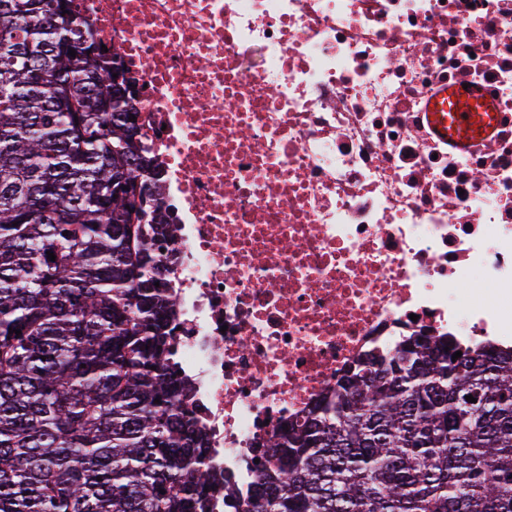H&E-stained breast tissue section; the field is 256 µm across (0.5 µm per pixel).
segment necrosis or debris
Segmentation results:
<instances>
[{
    "mask_svg": "<svg viewBox=\"0 0 512 512\" xmlns=\"http://www.w3.org/2000/svg\"><path fill=\"white\" fill-rule=\"evenodd\" d=\"M160 164L172 361L212 512L267 440L410 336L512 349V0H76ZM468 86L492 135L425 122Z\"/></svg>",
    "mask_w": 512,
    "mask_h": 512,
    "instance_id": "obj_1",
    "label": "necrosis or debris"
}]
</instances>
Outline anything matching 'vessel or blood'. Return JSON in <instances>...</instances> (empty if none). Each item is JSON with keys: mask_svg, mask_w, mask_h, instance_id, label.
<instances>
[{"mask_svg": "<svg viewBox=\"0 0 512 512\" xmlns=\"http://www.w3.org/2000/svg\"><path fill=\"white\" fill-rule=\"evenodd\" d=\"M433 104L436 133L441 137L480 138L491 130V114L487 104L468 90L437 89Z\"/></svg>", "mask_w": 512, "mask_h": 512, "instance_id": "vessel-or-blood-1", "label": "vessel or blood"}]
</instances>
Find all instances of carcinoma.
I'll return each instance as SVG.
<instances>
[{
    "mask_svg": "<svg viewBox=\"0 0 512 512\" xmlns=\"http://www.w3.org/2000/svg\"><path fill=\"white\" fill-rule=\"evenodd\" d=\"M72 4L0 0V512H210L157 172ZM269 447L240 512H512V351L412 336Z\"/></svg>",
    "mask_w": 512,
    "mask_h": 512,
    "instance_id": "cac0c4a2",
    "label": "carcinoma"
}]
</instances>
